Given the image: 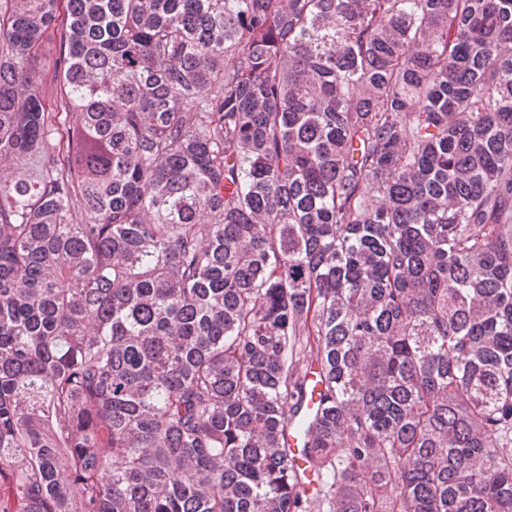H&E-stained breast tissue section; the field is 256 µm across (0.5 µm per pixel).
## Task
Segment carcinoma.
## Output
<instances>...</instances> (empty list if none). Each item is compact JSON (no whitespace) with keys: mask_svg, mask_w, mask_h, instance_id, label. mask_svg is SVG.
<instances>
[{"mask_svg":"<svg viewBox=\"0 0 512 512\" xmlns=\"http://www.w3.org/2000/svg\"><path fill=\"white\" fill-rule=\"evenodd\" d=\"M507 42L0 0V512H512Z\"/></svg>","mask_w":512,"mask_h":512,"instance_id":"obj_1","label":"carcinoma"}]
</instances>
